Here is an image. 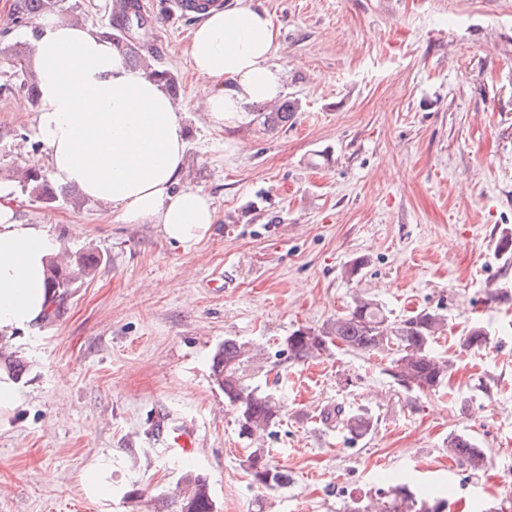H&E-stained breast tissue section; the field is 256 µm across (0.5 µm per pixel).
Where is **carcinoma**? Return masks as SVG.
<instances>
[{
    "label": "carcinoma",
    "instance_id": "cac0c4a2",
    "mask_svg": "<svg viewBox=\"0 0 512 512\" xmlns=\"http://www.w3.org/2000/svg\"><path fill=\"white\" fill-rule=\"evenodd\" d=\"M65 11L63 0H18L17 18L24 21L44 14ZM145 28V21L134 7L124 2L120 4L119 19L110 20L103 37L126 61L136 67H143L161 83L172 99H177L180 87L177 79L165 70L151 68L137 46V38L130 35L132 30ZM32 49L24 43L15 50L16 64L26 72L20 85L33 101H38V74L32 66ZM298 108L294 99H285L262 109L257 113L262 125L275 131L290 121ZM23 188L33 201L51 205L58 198V189L51 183L43 170L31 167L24 173ZM99 263L97 256L80 255L69 263L54 262L49 267L50 302L47 318L60 313L65 301L71 295L78 281L90 275ZM444 327L442 315L428 310L399 321L390 319L369 298L358 297L353 305L336 318L318 329L298 328L279 343L278 353L288 354L293 360H307L317 357L332 347L347 352L387 353L391 355L389 375L396 383L407 390H424L440 385L450 371V361L436 356L431 351V343ZM251 356L245 345L234 339H226L213 356L211 371L213 380L224 392V398L237 411L239 434L251 437L259 431H266L282 421V405L270 392L248 384L247 367ZM325 421L334 420L341 424L352 436L364 438L373 428L371 417L365 413L347 415L342 408L327 411L322 416ZM450 452L472 470L485 464L481 449L465 436H456L449 442ZM269 449L253 448L245 460L246 470L252 482L266 489L276 490L289 484L286 472L271 465ZM183 496L176 501L175 512H215L209 482L194 469L185 470L180 477ZM352 512H445V501L430 502L417 496L408 487L397 485L389 488L385 496L375 503H356Z\"/></svg>",
    "mask_w": 512,
    "mask_h": 512
}]
</instances>
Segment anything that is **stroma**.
Instances as JSON below:
<instances>
[{"label":"stroma","instance_id":"stroma-1","mask_svg":"<svg viewBox=\"0 0 512 512\" xmlns=\"http://www.w3.org/2000/svg\"><path fill=\"white\" fill-rule=\"evenodd\" d=\"M275 25L292 124L265 130L258 105L212 127L187 55L196 21L180 15L145 43L181 86L187 151L178 187L202 189L218 222L192 247L110 207L74 206L68 189L32 201L12 176L47 167L37 105L18 111L12 56L31 23L0 0V188L17 217L62 254H93L60 316L13 333L27 364L21 402L0 410V512H149L176 500L184 467L207 477L217 512H348L398 482L440 489L447 512L512 506V0H251ZM365 296L392 318L427 309L451 375L400 387L382 354L278 355L292 331L318 328ZM481 326L488 343L462 341ZM257 353L251 385L274 392L282 420L240 436L215 385L224 339ZM196 425V455L170 459L151 435L157 408ZM363 408L361 440L325 424ZM471 438L474 471L449 451ZM262 446L287 487L254 485L244 460ZM104 484L109 496L93 492Z\"/></svg>","mask_w":512,"mask_h":512}]
</instances>
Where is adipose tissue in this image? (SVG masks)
Returning <instances> with one entry per match:
<instances>
[{
    "instance_id": "1",
    "label": "adipose tissue",
    "mask_w": 512,
    "mask_h": 512,
    "mask_svg": "<svg viewBox=\"0 0 512 512\" xmlns=\"http://www.w3.org/2000/svg\"><path fill=\"white\" fill-rule=\"evenodd\" d=\"M37 133L56 182L78 187L127 224L161 225L188 247L217 221L211 197L176 189L186 143L180 114L165 91L129 68L97 31L54 15L37 22ZM279 51L267 12L237 0L205 13L192 30L189 56L198 104L213 127L236 125L249 103L282 91ZM58 252L45 231L16 220L0 190V329H24L48 305L46 267Z\"/></svg>"
}]
</instances>
